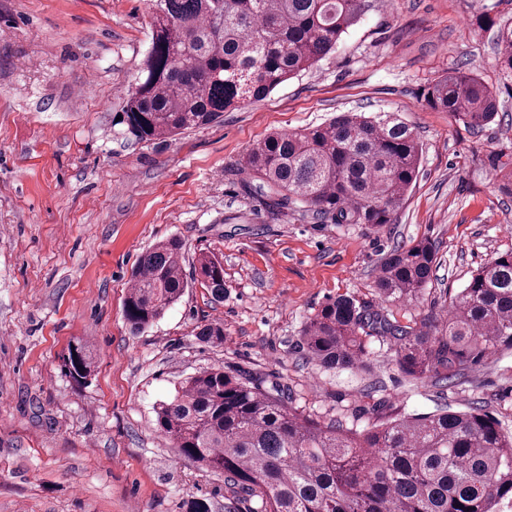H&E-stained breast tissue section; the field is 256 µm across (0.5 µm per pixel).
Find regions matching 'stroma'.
<instances>
[{
	"mask_svg": "<svg viewBox=\"0 0 512 512\" xmlns=\"http://www.w3.org/2000/svg\"><path fill=\"white\" fill-rule=\"evenodd\" d=\"M152 0H0V512H224V478L180 459L153 406L187 376L225 372L287 387L295 407L353 430L375 418L480 404L512 433V350L457 383L410 381L390 345L367 370H327L300 331L340 295L415 324L443 313L480 266L512 250V73L497 33L512 0H366L359 21L314 67L222 122L138 143L115 119L141 75ZM490 19L478 29L476 16ZM476 71L495 120L472 128L429 108L428 85ZM343 112L398 113L420 173L394 223L339 224L274 205L244 165L274 131ZM170 238L184 273L200 252L224 264V299L200 282L132 333L123 302L138 256ZM434 275L413 302L375 292L388 251L419 239ZM224 325V342L199 327ZM89 341L95 372L75 386L61 355Z\"/></svg>",
	"mask_w": 512,
	"mask_h": 512,
	"instance_id": "obj_1",
	"label": "stroma"
}]
</instances>
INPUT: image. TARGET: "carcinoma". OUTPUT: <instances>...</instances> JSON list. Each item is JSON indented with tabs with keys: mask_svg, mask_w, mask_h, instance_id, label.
Masks as SVG:
<instances>
[{
	"mask_svg": "<svg viewBox=\"0 0 512 512\" xmlns=\"http://www.w3.org/2000/svg\"><path fill=\"white\" fill-rule=\"evenodd\" d=\"M153 38L142 79L118 124L137 142L208 126L227 110L265 98L330 53L355 25L362 0H153ZM499 58L512 71V31H499ZM425 102L472 127L494 121L493 92L474 73L431 82ZM422 150L397 116L343 112L298 132L273 133L245 159L249 173L281 203L300 202L338 224L382 227L416 181ZM182 247L159 241L138 258L123 303L138 333L174 305L188 282ZM436 250L427 240L392 250L377 293L412 302L431 281ZM194 278L224 299V265L202 253ZM197 336L224 344V323ZM394 348L414 380L459 379L468 366L512 349V252L499 253L450 298L439 318L402 325L356 299L323 304L302 329L310 360L326 369L364 366L371 339ZM67 376L89 383L95 365L78 338L61 357ZM157 429L178 455L224 475L227 509L248 512H498L512 501V434L482 406L387 419L357 432L325 426L292 405L285 390L214 367L190 376L156 409Z\"/></svg>",
	"mask_w": 512,
	"mask_h": 512,
	"instance_id": "cac0c4a2",
	"label": "carcinoma"
}]
</instances>
